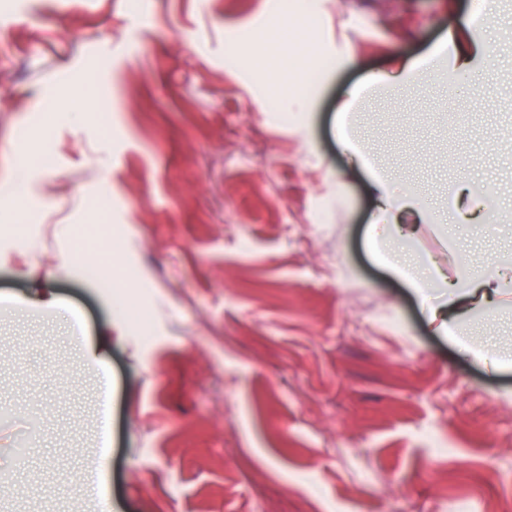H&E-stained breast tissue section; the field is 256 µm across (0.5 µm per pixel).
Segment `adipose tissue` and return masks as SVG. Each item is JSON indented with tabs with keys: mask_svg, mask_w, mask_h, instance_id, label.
Masks as SVG:
<instances>
[{
	"mask_svg": "<svg viewBox=\"0 0 512 512\" xmlns=\"http://www.w3.org/2000/svg\"><path fill=\"white\" fill-rule=\"evenodd\" d=\"M483 46V38L478 33H471L467 38L448 34L444 46L435 49L428 57L405 62L404 77L409 80L417 74L436 71L441 60L449 55L454 58L455 74L464 75L471 52ZM336 132L339 142L355 157L357 165L368 169L379 210L387 218L382 231L389 249L377 252L376 257L393 276L404 280L425 304L428 322L436 333L458 340L462 326L471 315L491 312L512 300V260L497 263L478 273L464 264L451 277L433 257L421 258L413 254L410 245L418 240L424 226L431 223V213L419 208L412 192L393 195L387 178L371 169L369 160L355 146L346 113H339ZM410 209L416 212V223H398L399 214ZM81 354L86 363L99 373L98 402L101 411L98 429L104 433L110 425L106 408L112 394L106 352L99 342L85 338L81 341Z\"/></svg>",
	"mask_w": 512,
	"mask_h": 512,
	"instance_id": "obj_1",
	"label": "adipose tissue"
}]
</instances>
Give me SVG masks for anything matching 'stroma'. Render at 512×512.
I'll list each match as a JSON object with an SVG mask.
<instances>
[{
	"label": "stroma",
	"instance_id": "stroma-1",
	"mask_svg": "<svg viewBox=\"0 0 512 512\" xmlns=\"http://www.w3.org/2000/svg\"><path fill=\"white\" fill-rule=\"evenodd\" d=\"M0 0V512H96L66 472L101 455L116 512H512V366L432 333L372 257L354 137L438 220L454 272L512 256V0ZM486 44L468 95L399 79L443 35ZM314 55L280 90L266 53ZM112 54L99 81L84 60ZM103 224L78 250L86 224ZM107 340L112 433L72 327ZM512 351V312L467 325ZM27 442L25 459L14 449Z\"/></svg>",
	"mask_w": 512,
	"mask_h": 512
}]
</instances>
